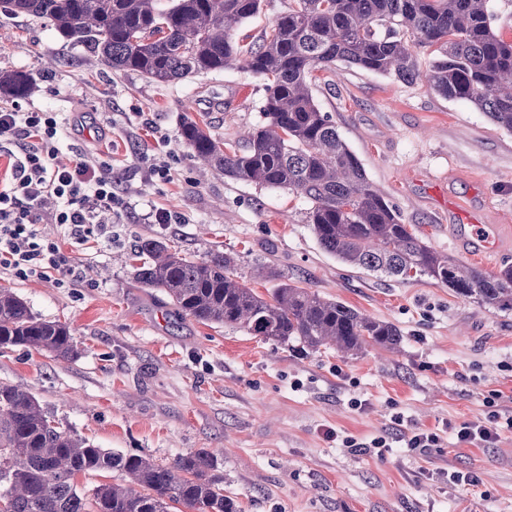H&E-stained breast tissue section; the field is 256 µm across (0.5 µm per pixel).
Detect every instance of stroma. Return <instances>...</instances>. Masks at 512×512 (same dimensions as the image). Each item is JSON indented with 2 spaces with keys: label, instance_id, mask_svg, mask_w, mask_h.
Instances as JSON below:
<instances>
[{
  "label": "stroma",
  "instance_id": "1",
  "mask_svg": "<svg viewBox=\"0 0 512 512\" xmlns=\"http://www.w3.org/2000/svg\"><path fill=\"white\" fill-rule=\"evenodd\" d=\"M56 58L47 67V58ZM0 71L26 72L23 109L56 112L58 160L97 156L113 166L127 206L109 239L80 245L43 225L86 280H20L0 272L32 313L68 324L74 356L0 348V382L32 393L62 429L95 446L160 463L204 449L241 512H512V433L488 448L456 443L421 455L405 435L512 415V311L478 306L425 276L359 271L327 254L294 193L232 180L179 141L184 113L227 142L265 123L262 78L240 68L158 84L104 69L83 43L45 19L0 13ZM313 96L368 177L437 251L492 273L512 265V132L426 81L405 83L344 64L315 71ZM164 160L170 180L151 177ZM182 224H149L151 208ZM483 225L484 250L470 227ZM159 238L183 254L235 256L243 283L268 296L266 269L394 324L392 351L300 355L219 324L176 315L139 287L135 248ZM404 417L402 425L391 421ZM389 435L385 456L370 441ZM354 447H346V440ZM470 471L474 485L448 475Z\"/></svg>",
  "mask_w": 512,
  "mask_h": 512
}]
</instances>
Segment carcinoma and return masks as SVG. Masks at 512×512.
Wrapping results in <instances>:
<instances>
[{"label": "carcinoma", "mask_w": 512, "mask_h": 512, "mask_svg": "<svg viewBox=\"0 0 512 512\" xmlns=\"http://www.w3.org/2000/svg\"><path fill=\"white\" fill-rule=\"evenodd\" d=\"M14 16L46 18L64 38L91 46L100 65L156 83L242 68L265 80L266 124L241 149H226L206 123L186 114L178 136L194 156L236 181L288 189L307 204L321 247L342 263L385 278L426 275L481 306L512 311V265L494 273L435 250L402 223L368 177L328 113L313 97L312 72L343 63L472 104L512 132V39L494 22L493 0H289L260 42L235 29L263 0H0ZM433 47L419 70L415 47ZM28 75L0 72V93L22 97ZM143 288L164 291L175 310L224 324L294 352L396 349L401 331L336 300L282 280L265 299L236 280V260L220 251L196 259L158 239L139 245ZM23 346L68 358L70 327L37 318L12 289L0 288V347ZM117 471L127 485L99 484L91 496L74 480ZM206 450L169 464L98 448L63 431L37 398L0 383V502L5 512H240Z\"/></svg>", "instance_id": "cac0c4a2"}]
</instances>
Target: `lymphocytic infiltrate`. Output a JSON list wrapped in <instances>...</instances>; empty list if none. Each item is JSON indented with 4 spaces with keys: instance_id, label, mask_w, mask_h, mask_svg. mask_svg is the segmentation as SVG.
Segmentation results:
<instances>
[{
    "instance_id": "lymphocytic-infiltrate-1",
    "label": "lymphocytic infiltrate",
    "mask_w": 512,
    "mask_h": 512,
    "mask_svg": "<svg viewBox=\"0 0 512 512\" xmlns=\"http://www.w3.org/2000/svg\"><path fill=\"white\" fill-rule=\"evenodd\" d=\"M0 142L18 144L22 152L11 165L10 179L0 182V271L21 280L56 275L83 282L84 271L41 227L59 225L84 243L95 225L120 215L125 202L112 189L111 164L82 157L72 165H58L60 123L56 113L40 109L1 104ZM50 197L57 207L48 212L44 202ZM505 429L512 430V415L504 418L493 411L459 425L455 436L460 444L486 446L496 444Z\"/></svg>"
}]
</instances>
